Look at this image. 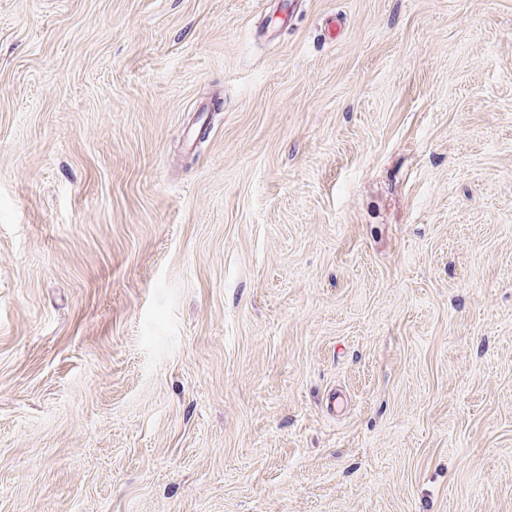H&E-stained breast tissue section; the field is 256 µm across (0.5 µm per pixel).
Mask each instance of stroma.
<instances>
[{
  "label": "stroma",
  "mask_w": 512,
  "mask_h": 512,
  "mask_svg": "<svg viewBox=\"0 0 512 512\" xmlns=\"http://www.w3.org/2000/svg\"><path fill=\"white\" fill-rule=\"evenodd\" d=\"M0 512H512V0H0Z\"/></svg>",
  "instance_id": "obj_1"
}]
</instances>
